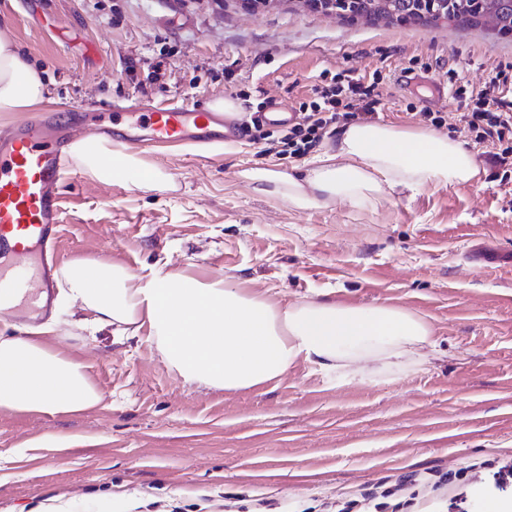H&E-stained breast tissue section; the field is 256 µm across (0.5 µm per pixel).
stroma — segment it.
<instances>
[{
    "label": "stroma",
    "mask_w": 512,
    "mask_h": 512,
    "mask_svg": "<svg viewBox=\"0 0 512 512\" xmlns=\"http://www.w3.org/2000/svg\"><path fill=\"white\" fill-rule=\"evenodd\" d=\"M0 29L45 70V112L115 104L208 107L251 116L268 98L299 111L314 85L372 80L378 121L458 138L477 183L394 192L376 208L297 210L256 194L242 170H287L245 135L207 149L131 146L170 183L143 191L88 173L65 177V263H156L249 281L277 301L391 303L427 319L429 361L377 383H336L299 362L275 385L227 393L184 384L147 336L72 326L47 341L81 358L102 394L68 415L0 411V512H328L374 489L383 512H443L471 465L512 456V210L459 131L455 100L431 83L512 75V39L480 27L346 22L242 0H0ZM402 72L430 84L405 90ZM453 472V482L442 474ZM439 485H399L402 475Z\"/></svg>",
    "instance_id": "1"
}]
</instances>
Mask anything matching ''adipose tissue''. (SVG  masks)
<instances>
[{
  "instance_id": "ef3b65f1",
  "label": "adipose tissue",
  "mask_w": 512,
  "mask_h": 512,
  "mask_svg": "<svg viewBox=\"0 0 512 512\" xmlns=\"http://www.w3.org/2000/svg\"><path fill=\"white\" fill-rule=\"evenodd\" d=\"M37 64L0 34V112H25L45 99ZM75 162L102 183L124 177L143 190L165 177L122 144L88 151L71 145ZM243 178L257 193L304 210L342 200L375 208L394 191L420 192L477 182L475 154L448 134L386 123H351L306 166L251 168ZM58 299L87 313L92 325L120 336L147 334L185 382L227 392L277 384L297 362L343 379L380 377L421 366L431 326L394 305H341L331 300L271 301L224 275L200 278L161 264L141 275L83 259L58 275ZM43 329L0 333V411L68 414L98 405L102 395L85 364L48 345Z\"/></svg>"
}]
</instances>
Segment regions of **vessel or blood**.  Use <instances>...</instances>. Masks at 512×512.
Wrapping results in <instances>:
<instances>
[{
	"mask_svg": "<svg viewBox=\"0 0 512 512\" xmlns=\"http://www.w3.org/2000/svg\"><path fill=\"white\" fill-rule=\"evenodd\" d=\"M120 107L70 120L46 113L0 132V301L11 299L23 318L53 302L54 275L61 260V178L71 169L70 126L93 120L99 135L118 136L108 117ZM224 114L195 105L169 104L138 114L124 142L215 143L236 136Z\"/></svg>",
	"mask_w": 512,
	"mask_h": 512,
	"instance_id": "vessel-or-blood-1",
	"label": "vessel or blood"
}]
</instances>
